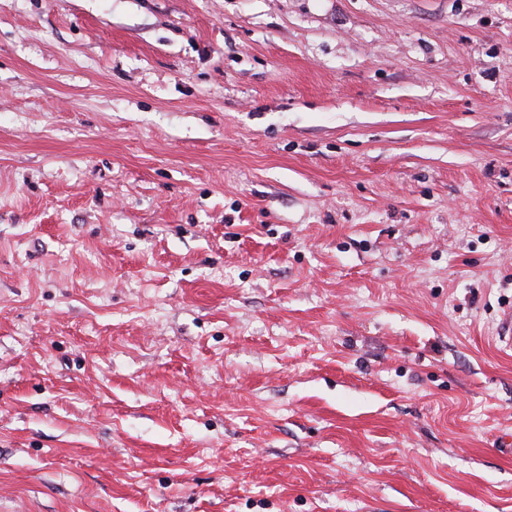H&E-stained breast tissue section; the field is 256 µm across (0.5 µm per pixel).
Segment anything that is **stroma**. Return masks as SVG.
Returning a JSON list of instances; mask_svg holds the SVG:
<instances>
[{"label": "stroma", "mask_w": 512, "mask_h": 512, "mask_svg": "<svg viewBox=\"0 0 512 512\" xmlns=\"http://www.w3.org/2000/svg\"><path fill=\"white\" fill-rule=\"evenodd\" d=\"M512 0H0V512H512Z\"/></svg>", "instance_id": "1"}]
</instances>
